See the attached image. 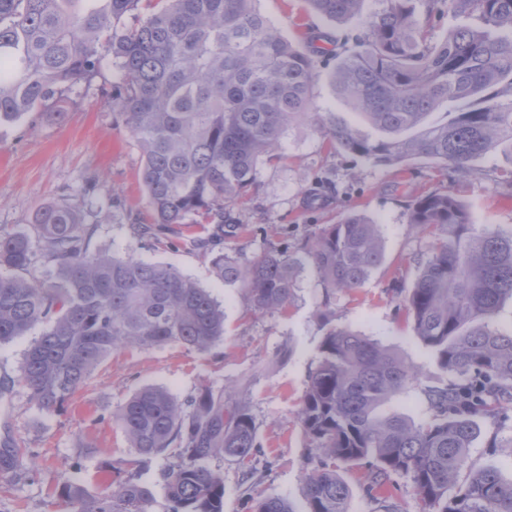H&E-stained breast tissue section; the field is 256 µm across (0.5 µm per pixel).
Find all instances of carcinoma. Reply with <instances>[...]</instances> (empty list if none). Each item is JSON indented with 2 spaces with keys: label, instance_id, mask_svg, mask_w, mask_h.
Segmentation results:
<instances>
[{
  "label": "carcinoma",
  "instance_id": "carcinoma-1",
  "mask_svg": "<svg viewBox=\"0 0 512 512\" xmlns=\"http://www.w3.org/2000/svg\"><path fill=\"white\" fill-rule=\"evenodd\" d=\"M337 23L364 0H307ZM366 31L352 42L317 33L305 46L286 39L255 0H0V126L32 112L63 117L75 86L101 70L114 80L104 102L124 112L142 151L141 178L151 223L128 225L138 242L164 244L190 214L208 224L196 246L215 274L240 284L252 307L285 308L296 273L312 267L324 304L352 291L380 265L378 225L350 212L323 224L288 251L267 247L248 264L224 255L238 237L230 203L252 185L259 161L281 149L290 125L308 118L331 145L373 166L431 162L470 174L491 152L512 156V0H379ZM450 12L480 24L436 34ZM133 15L132 27L120 25ZM326 73L336 93L373 133L332 112L311 111V92ZM448 105L445 119L427 118ZM328 183L305 194L321 205ZM86 203L41 207L23 231L0 228V346L42 327L24 352L18 380L0 379V399L15 385L52 414L112 351L170 342L206 350L224 338V308L176 269L133 253L92 249L98 225ZM411 228L427 258L411 287L389 285L414 335L447 375L422 390L427 417L414 423L380 407L416 380L391 349L345 328H325L297 420L319 453L305 475L306 512H351L339 471L366 466L368 494L382 512H398L381 492L409 478L420 512H512V481L476 469L469 448L479 421L505 426L512 409V331L492 326L512 301V234L473 229L470 213L448 191L408 202ZM116 419L139 456L125 480L89 494L69 483L66 512H151L140 482L153 459L175 448L165 470L168 512H224L217 455L245 463L260 447L244 406L205 389L183 401L144 387ZM26 468L13 438L0 442V476ZM252 512H296L286 498L257 500Z\"/></svg>",
  "mask_w": 512,
  "mask_h": 512
}]
</instances>
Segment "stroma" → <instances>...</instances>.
Masks as SVG:
<instances>
[{"label": "stroma", "mask_w": 512, "mask_h": 512, "mask_svg": "<svg viewBox=\"0 0 512 512\" xmlns=\"http://www.w3.org/2000/svg\"><path fill=\"white\" fill-rule=\"evenodd\" d=\"M376 7V0H365L361 15L339 25L315 14L307 0L257 2L258 10L297 45L318 29L335 37L362 35L364 16ZM110 82L104 71L79 83L63 121L33 112L0 127V225L22 229L42 205L84 197L86 222L99 226L94 246L117 253L134 249L144 260L169 265L207 288L224 306V338L205 351L174 342L116 350L50 415L37 410L23 389H15L9 405L0 404V438H16L28 466L18 475L0 477V512H64L65 481L83 483L94 493L102 476L124 480L136 453L115 414L147 385L164 387L180 399L205 389L223 390L247 406L260 443L249 467L222 455L210 462L224 477V512H250V498L272 496L287 498L296 512H303L305 475L315 461L296 414L325 324L371 336L410 363L417 383L381 411L423 418V387L446 377L388 290L396 278L413 284L427 257L424 239L408 223L406 204L411 196L448 189L467 208L476 229L490 226L510 234L512 184L502 173L512 161L489 154L469 177L426 163L406 172L376 167L334 150L308 120H299L278 158L259 164L255 184L233 206L238 223L253 232L225 241V255L247 263L268 246H295L318 225L336 223L355 210L377 224L383 260L360 288L338 293L328 304L316 272L304 268L288 306L260 312L251 308L243 288L215 276L210 256L188 236L165 246L129 238L128 224L149 221L143 157L122 112L101 100ZM319 176L331 181L335 193L322 208L310 210L303 192ZM469 455L475 466L493 467L512 479V429L482 422Z\"/></svg>", "instance_id": "1"}]
</instances>
